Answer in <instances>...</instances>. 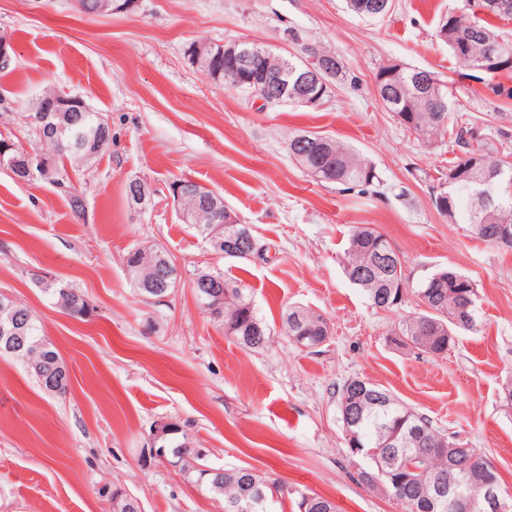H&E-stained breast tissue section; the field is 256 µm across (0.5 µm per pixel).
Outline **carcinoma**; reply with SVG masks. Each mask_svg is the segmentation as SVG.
<instances>
[{
	"mask_svg": "<svg viewBox=\"0 0 512 512\" xmlns=\"http://www.w3.org/2000/svg\"><path fill=\"white\" fill-rule=\"evenodd\" d=\"M448 45L457 63L472 71L489 54L491 47L499 44L512 47V41L503 38L493 30L484 18L476 16H448ZM304 55H281L267 53L263 61L268 71L275 74L282 68L302 69ZM512 74V66L496 68L486 75L487 89L494 95L512 98V87L494 82V78ZM425 77L438 84L432 95L415 98L410 89L417 78ZM400 92L393 93L382 103L392 112L401 126L429 142L446 133L450 125V107L445 92V83L435 73L407 67L399 74ZM69 149H56L50 138L42 140L43 145L55 150L50 156L49 178L66 187L71 208L79 217L84 211V200L77 193L67 173V168H78L85 163V155L98 156L105 153L112 144V126L109 121L100 122L94 112H77L74 121L66 131ZM313 142L304 147L288 143V150L295 160L315 181L335 184L350 191L356 189L366 193L380 183L374 165L365 157L341 141L331 137L311 135ZM454 143L461 148L462 156L448 167L454 175V186L448 188L454 202V211L439 209L450 218H459L471 226L472 233L482 238L481 224L506 225L512 228V167L503 161L490 157V144L471 128L455 131ZM25 148L9 138L0 137V154L4 167L11 168L10 160L20 158ZM182 184L188 190L181 207L191 214L207 210L219 204L224 207L225 217L232 224L224 227L226 233H236L248 228L229 207L224 197L211 190L197 194L198 183L190 179H178L173 185ZM192 228L210 242L214 252L224 254V246L217 245L209 235L217 228L207 223L204 216L197 219ZM383 253L393 256L397 265H402L400 255L388 238L370 226L356 227L348 242L344 257V269L349 280L360 288L371 305L381 308L387 295L403 286L416 295L426 307L422 313L409 315L398 322L392 335L404 344H410L434 357H443L455 343L460 333L477 330L476 303L478 287L472 278L450 267H441L427 276L416 288L410 286L405 274L395 277L377 263ZM128 275L140 294L154 297L155 288L172 287L178 277L174 257L161 248H137L127 254L125 261ZM212 277L209 287L201 286L200 275H195L193 290L202 310L210 319L224 326V333L244 348L259 350L266 347L269 329L258 315L252 299L251 288L239 278L218 271H206ZM62 312L85 317L93 312L84 296L74 289L56 288L46 284ZM20 324L24 336L23 348L14 353L1 351L0 358H15L25 364L29 375L45 392L62 378L65 361L58 350L45 339L42 325L25 306L10 302L0 304V323L3 321ZM281 330L288 340L303 348L313 349L327 341L329 326L320 314L301 306H288L281 313ZM370 392L381 394L390 401L389 406L375 405L370 401L363 404L359 413L360 422L345 430L347 447L350 452L365 460L353 478L378 494L389 497L403 506V512H414L413 505L435 495L436 482L448 475V442L452 437L438 431L424 415L402 404L388 390L360 378L346 380L336 390L339 413L347 391L353 385ZM157 455L164 456L172 464L209 492L224 499V504L239 502L246 505L253 501L258 491H263L268 501L273 496L289 498L298 512H339L336 503L325 496L290 487L282 482L270 480L250 468H203L202 458L187 438L178 436V430L164 436L157 447ZM421 470L410 488L404 478L408 469ZM464 488L472 495H481L484 485L483 472L475 469L458 473Z\"/></svg>",
	"mask_w": 512,
	"mask_h": 512,
	"instance_id": "1",
	"label": "carcinoma"
}]
</instances>
